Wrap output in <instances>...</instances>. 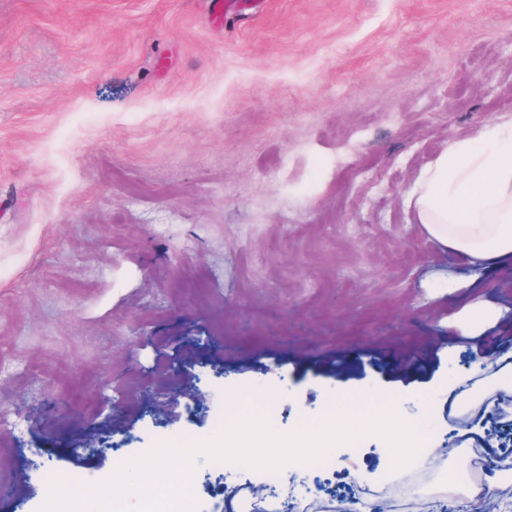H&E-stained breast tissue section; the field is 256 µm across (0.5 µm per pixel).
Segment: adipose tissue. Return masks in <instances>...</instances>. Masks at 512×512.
Returning a JSON list of instances; mask_svg holds the SVG:
<instances>
[{"mask_svg": "<svg viewBox=\"0 0 512 512\" xmlns=\"http://www.w3.org/2000/svg\"><path fill=\"white\" fill-rule=\"evenodd\" d=\"M409 204L441 247L481 264L512 260V121L454 142L419 175Z\"/></svg>", "mask_w": 512, "mask_h": 512, "instance_id": "1", "label": "adipose tissue"}]
</instances>
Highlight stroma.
Instances as JSON below:
<instances>
[{"instance_id": "1", "label": "stroma", "mask_w": 512, "mask_h": 512, "mask_svg": "<svg viewBox=\"0 0 512 512\" xmlns=\"http://www.w3.org/2000/svg\"><path fill=\"white\" fill-rule=\"evenodd\" d=\"M0 0V512L50 471L200 439L226 403L286 431L397 400L440 465L396 512H458L460 445L512 446V415L451 399L512 347V260L431 241L407 197L451 142L512 118V0ZM478 302L500 318L478 335ZM191 388L173 397L172 370ZM351 512L390 454L340 447ZM201 512H240L200 463Z\"/></svg>"}]
</instances>
